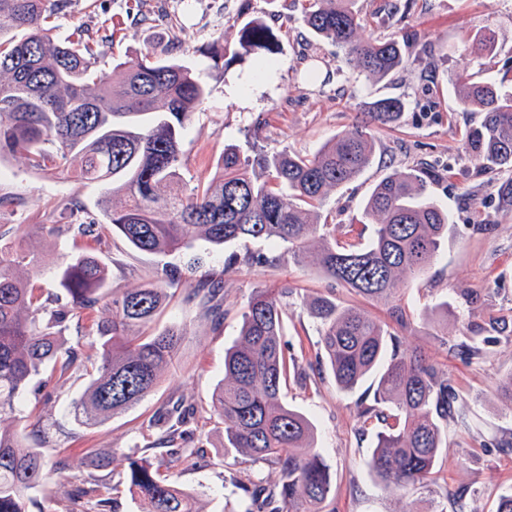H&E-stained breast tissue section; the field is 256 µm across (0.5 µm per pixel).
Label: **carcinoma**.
Returning a JSON list of instances; mask_svg holds the SVG:
<instances>
[{
	"mask_svg": "<svg viewBox=\"0 0 512 512\" xmlns=\"http://www.w3.org/2000/svg\"><path fill=\"white\" fill-rule=\"evenodd\" d=\"M356 0H308L305 22L318 37L344 49L343 63L373 80L408 70V37L364 35L366 20ZM68 0H0V161L21 155L41 171L66 173L103 186L112 196V231L145 253H175L202 239L214 246L264 240L283 247L275 258L247 255L250 265L285 257L299 264L313 254L321 276L370 303L388 306L391 320L409 323L404 286L424 274L448 231V212L428 195L433 171L395 172L370 193L364 209L374 233L369 243L336 240V225L320 222L319 209L333 188L351 182L372 162L374 135L367 123L336 134L311 156L286 151L251 158L228 144L219 170L206 184L183 190L181 130L204 100L205 85L192 71L162 55H143L99 69L98 51L75 30L53 35L48 20ZM238 45L258 54V69L272 66L277 38L260 17L244 22ZM489 36L472 40L470 52L493 53ZM218 64L240 56L219 36L204 48ZM459 101L483 113L464 134L472 160L482 169L512 174V91L465 72L455 77ZM404 103L378 100L370 119L397 123ZM41 261L34 249L0 246V415L16 411L30 379L46 366L58 378L83 370L91 375L72 401L74 416L96 424L136 405L158 385L178 355L183 330L158 333L151 324L167 290L182 274L172 266L138 288L108 292V273L83 253L65 262L60 285L71 306L54 307L23 282L18 272ZM111 318L93 321L94 354L63 340L73 315L97 310L105 296ZM287 290L255 288L234 345L224 358V385L213 408L224 418V447L277 464L275 493L249 494L245 512H325L334 489L329 467L316 446V427L281 398L295 359L283 326ZM304 305L319 320L321 352L338 389L352 391L390 355L374 392L358 416L382 424L369 469L387 485L405 490L433 477L443 443L448 377L426 357L401 352L400 340L366 310L317 293ZM138 329L140 335L130 331ZM493 342L466 336L465 359ZM37 422L26 430L0 427V512H29L34 494L46 490ZM126 488L142 512H196L197 494L169 481L146 459L129 464Z\"/></svg>",
	"mask_w": 512,
	"mask_h": 512,
	"instance_id": "cac0c4a2",
	"label": "carcinoma"
}]
</instances>
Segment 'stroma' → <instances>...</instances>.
Returning a JSON list of instances; mask_svg holds the SVG:
<instances>
[{
	"instance_id": "stroma-1",
	"label": "stroma",
	"mask_w": 512,
	"mask_h": 512,
	"mask_svg": "<svg viewBox=\"0 0 512 512\" xmlns=\"http://www.w3.org/2000/svg\"><path fill=\"white\" fill-rule=\"evenodd\" d=\"M386 3L356 0L357 8L372 18L375 34L399 29L411 33V50L419 60L409 71L381 81L343 65V49L306 26L302 0H70L54 24L59 37L81 29L110 58L171 49L202 79L208 96L180 139L182 173L190 186L209 181L227 144H237L250 156L311 154L361 122L373 102L404 101L396 124L374 126L371 166L330 192L321 215L338 232L351 228L369 239L372 229L361 223L363 209L382 178L427 165L452 170L429 188L432 201L448 212V236L429 271L409 284L405 300L412 317L396 331L402 350L425 354L458 393L459 418L448 424L435 480L398 491L375 477L367 461L381 425L359 419L356 411L357 401L372 400L373 380L342 392L327 368L310 367L319 323L303 309L302 299L332 290L352 304L354 295L332 289L309 263L273 260L265 266L240 262L226 267L232 254L241 258L262 253L273 259L280 249L265 241L223 248L197 239L180 255L136 251L113 235L102 186L35 170L18 156L0 163V243L24 237L26 225L44 227L33 237L43 262L22 269V279L46 295H59L57 270L66 257L92 253L105 265L113 289L121 291L197 256L201 264L196 278H221L225 310L223 322H215L190 298L188 286L172 290L154 328L183 329L176 366L138 404L101 424L78 425L69 413L71 400L88 383L84 373L56 382L45 371L30 381L16 413L1 418L0 426L10 428L24 419L42 421L46 428L43 451L56 475L49 491L37 497L42 512H70L74 498L91 488L109 497L111 512H140L123 478L130 460L142 455L163 476L198 490L200 512H245L249 497L243 485H278L276 464L225 448L224 422L212 407L213 394L224 381V351L237 338L256 288L290 291L286 335L301 345L297 367L308 376L289 380L282 399L317 429V448L334 482L332 512H496L500 495L512 490V403L498 393L500 378L512 373V339L499 335L500 320L512 317V207H503L498 198L501 174L481 170L465 150L464 131L480 115L462 108L452 84L456 74L467 71L512 87V0H409L408 8L394 16L388 15ZM255 16L278 39L275 64L265 77L257 75L255 55L223 67L201 55V47L217 37L236 42L237 21ZM478 33L492 37L495 46L492 56L481 62L468 52ZM258 118L264 126L257 134L253 124ZM71 206L90 223V231L48 232V225L62 223L63 209ZM441 302L447 303V311L438 310ZM464 325L495 339L479 358L465 360L450 349ZM180 402L190 407L188 427L195 442L186 450L159 446L162 430L154 418ZM103 455L111 456L110 466L95 468V459ZM461 487L468 494L459 509L453 496Z\"/></svg>"
}]
</instances>
